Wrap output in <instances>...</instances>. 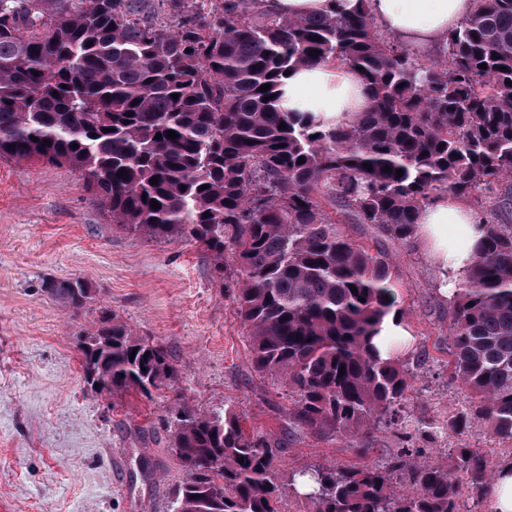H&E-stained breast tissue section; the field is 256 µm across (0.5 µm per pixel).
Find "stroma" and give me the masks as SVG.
Listing matches in <instances>:
<instances>
[{
    "label": "stroma",
    "mask_w": 512,
    "mask_h": 512,
    "mask_svg": "<svg viewBox=\"0 0 512 512\" xmlns=\"http://www.w3.org/2000/svg\"><path fill=\"white\" fill-rule=\"evenodd\" d=\"M390 288L416 344L405 362L411 387L399 424L371 433L369 462L405 447V433L464 411L449 380L452 302L441 299L413 241L386 242ZM87 281L109 306L171 355L179 379L151 397H108L84 381L73 334L92 310L71 317L43 290L49 279ZM232 257L224 277L191 242H163L115 228L105 205L66 166L0 159V506L13 512H170L186 469L167 427L176 398L201 411L231 408L277 448L284 476L316 464L357 461L346 439L289 423L280 379L251 365L249 329L234 313ZM486 446L492 467L512 463V443L483 421L434 442L447 461L458 443Z\"/></svg>",
    "instance_id": "obj_1"
}]
</instances>
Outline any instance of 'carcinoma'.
I'll list each match as a JSON object with an SVG mask.
<instances>
[{"label":"carcinoma","instance_id":"carcinoma-1","mask_svg":"<svg viewBox=\"0 0 512 512\" xmlns=\"http://www.w3.org/2000/svg\"><path fill=\"white\" fill-rule=\"evenodd\" d=\"M366 4L259 21L226 0H0V158L79 171L116 227L194 242L221 276L231 252L254 370L293 393L295 422L350 436L361 459L376 426L398 424L410 376L370 342L394 306L389 255L344 225L406 242L442 190L512 207V190L494 195L512 181V0H476L437 61L378 30ZM315 62L355 70L367 109L322 128L265 100L285 72ZM486 226L451 322L450 377L471 405L423 424L430 440L461 437L481 419L490 437L512 442V224ZM44 287L75 315L94 300L79 278ZM77 335L81 367L101 384L94 393L150 397L177 382L168 351L107 306ZM170 429L187 471L172 512H281L276 452L235 411L208 414L180 397ZM302 475L310 512H457L463 490L482 499L492 469L462 446L448 464L417 448Z\"/></svg>","mask_w":512,"mask_h":512}]
</instances>
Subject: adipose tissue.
Masks as SVG:
<instances>
[{
    "label": "adipose tissue",
    "mask_w": 512,
    "mask_h": 512,
    "mask_svg": "<svg viewBox=\"0 0 512 512\" xmlns=\"http://www.w3.org/2000/svg\"><path fill=\"white\" fill-rule=\"evenodd\" d=\"M251 6L273 19L324 15L336 8L334 0H251ZM475 8V0H369L376 24L410 49L438 44ZM277 106L284 112L315 113L321 124L330 128L365 111L368 97L352 69L321 62L303 66L284 78ZM484 232L478 213L448 192L436 193L420 209L413 239L435 271L441 297H451L458 289L477 256ZM373 345L383 360L410 352L413 334L408 322L387 313L375 327Z\"/></svg>",
    "instance_id": "adipose-tissue-1"
}]
</instances>
